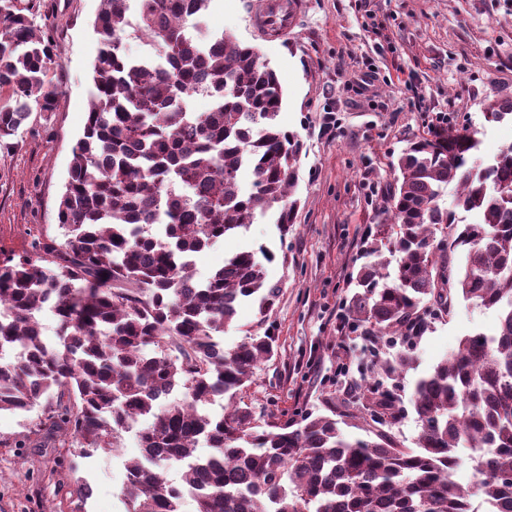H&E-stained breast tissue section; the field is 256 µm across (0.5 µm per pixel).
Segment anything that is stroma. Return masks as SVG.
Returning a JSON list of instances; mask_svg holds the SVG:
<instances>
[{
  "instance_id": "obj_1",
  "label": "stroma",
  "mask_w": 512,
  "mask_h": 512,
  "mask_svg": "<svg viewBox=\"0 0 512 512\" xmlns=\"http://www.w3.org/2000/svg\"><path fill=\"white\" fill-rule=\"evenodd\" d=\"M263 3L223 0L210 7L206 22L256 47L278 75V122L303 143L295 219L284 230L274 216L256 218L199 253L194 267L203 278L226 256L250 251L277 285L267 315L256 302H242L219 341L231 350L253 335L275 337V353L256 368L245 401L256 413L297 420L347 399L349 384L337 378V366L349 365L353 383L373 382L377 362L396 352L383 343L369 353L342 323L351 275L366 260L367 233L394 178L390 164L408 140L431 134L444 117L449 128L475 132L481 158L512 143V122L484 119L487 104L512 98V0H296L285 41L256 28ZM17 5L32 8L36 34L55 48L58 64L49 78L58 94L54 111L32 110L0 145V260L62 233L57 209L86 123L98 47L99 0ZM497 326V311L459 298L451 316L406 344L414 366L397 382L406 411L393 428L404 447H416L420 432L409 407L415 380L453 354L464 336L491 335ZM41 414L38 406L0 413V512H127L124 464L142 455L135 432L123 433L118 453L85 457L30 434ZM80 482L89 496H77Z\"/></svg>"
}]
</instances>
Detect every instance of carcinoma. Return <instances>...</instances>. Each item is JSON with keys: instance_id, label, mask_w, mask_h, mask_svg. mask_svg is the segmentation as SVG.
I'll return each instance as SVG.
<instances>
[{"instance_id": "obj_1", "label": "carcinoma", "mask_w": 512, "mask_h": 512, "mask_svg": "<svg viewBox=\"0 0 512 512\" xmlns=\"http://www.w3.org/2000/svg\"><path fill=\"white\" fill-rule=\"evenodd\" d=\"M211 2L100 0L91 106L57 211L63 238L0 261V412L47 397L38 430L86 457L116 451L121 432L149 418L137 431L142 458L125 464L128 512H180L192 484L197 512H475L474 498L487 512H512V485L499 479L512 474V145L478 162L479 140L466 130L409 141L368 261L351 276L352 324L376 340L423 335L431 311L450 314L457 297L499 311L495 335L465 336L416 381L418 448L391 433L404 414L395 394L371 385L343 414L387 417L366 438L344 435L334 408L299 423L262 419L240 393L273 357L275 338L251 336L226 352L218 337L243 300L257 299L262 315L272 309L277 287L251 252L204 280L194 256L259 215L288 229L303 144L279 126L283 89L254 47L215 32L210 50H198L192 29ZM127 37L147 41L163 63L132 59ZM56 64L30 17L0 0V142L17 134L30 103L54 110ZM198 90L211 104L191 112L186 97ZM484 118L512 119V100ZM459 211L482 221L463 224ZM47 301L58 347L43 337ZM410 369L407 353L378 366L392 379ZM217 398L216 418L206 406ZM461 446L493 449L475 457L466 486L456 479ZM171 464L179 483L167 478Z\"/></svg>"}]
</instances>
